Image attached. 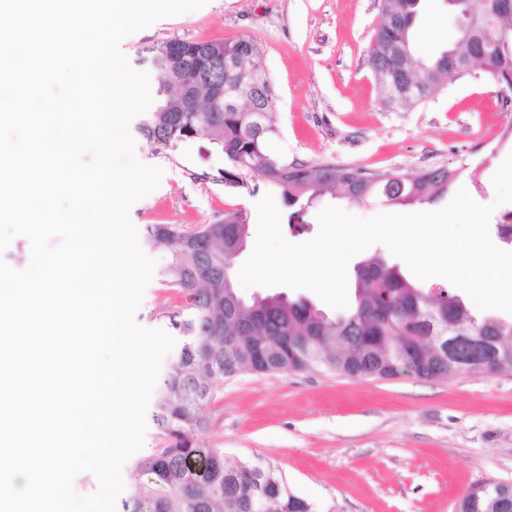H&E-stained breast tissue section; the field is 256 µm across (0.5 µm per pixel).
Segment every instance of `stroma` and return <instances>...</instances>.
I'll list each match as a JSON object with an SVG mask.
<instances>
[{
	"instance_id": "1",
	"label": "stroma",
	"mask_w": 512,
	"mask_h": 512,
	"mask_svg": "<svg viewBox=\"0 0 512 512\" xmlns=\"http://www.w3.org/2000/svg\"><path fill=\"white\" fill-rule=\"evenodd\" d=\"M379 23L378 0H208L126 37L131 66L161 77L145 59L170 39L252 41L274 89L270 154L310 167L332 164L369 172H459L456 188L496 204L493 177L512 154V103L482 69L448 77L412 109L385 105L368 51ZM136 155L162 168L158 187L129 216L137 231L175 224L191 233L272 195L288 214L280 188L256 172L225 182L228 163L209 137L173 147L147 142L131 122ZM360 217L431 211L428 203L352 204L328 193L310 210L303 243L319 231V208ZM498 212L511 209L496 204ZM188 311L184 293L153 277L136 313L139 325L171 331ZM195 442L220 448L227 464L279 469L288 487L319 512H456L476 485L512 484V373L465 372L444 379L411 375L351 378L321 371L256 374L224 380L202 410Z\"/></svg>"
}]
</instances>
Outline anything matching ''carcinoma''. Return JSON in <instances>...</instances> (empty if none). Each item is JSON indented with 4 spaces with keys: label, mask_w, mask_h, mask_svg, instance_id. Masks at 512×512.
<instances>
[{
    "label": "carcinoma",
    "mask_w": 512,
    "mask_h": 512,
    "mask_svg": "<svg viewBox=\"0 0 512 512\" xmlns=\"http://www.w3.org/2000/svg\"><path fill=\"white\" fill-rule=\"evenodd\" d=\"M385 22L377 28L368 60L385 58L396 46L407 44L416 68L408 79L424 95L399 96L392 78L379 72L378 82L388 102L414 107L448 77L444 60L471 59L483 46L493 70L491 79L512 82V13L491 16L484 28L458 30L456 42L432 59L415 57L413 29L417 0H380ZM224 59L239 65L241 77L264 73L259 52L246 40L220 41ZM150 65L162 76L156 103L146 113L140 131L150 142L170 146L206 135L224 152L230 167L224 180L238 183L240 173L255 171L280 187L290 206L288 229L305 226L303 212L327 191H337L351 203L379 198L390 205L437 200L448 194L456 174L446 168L401 173H368L332 165L306 167L269 154L273 133L271 85L259 101L260 111L246 101L224 105V120L213 123L207 112H166L178 84L167 73L162 45L147 50ZM249 236L247 216L231 212L207 236L202 229L183 233L173 224H149L143 246L170 249L171 260L159 276L172 288L192 298L189 312L172 321L178 347L159 380L152 419L170 444L158 453L138 459L137 479L131 485L123 512H318L317 506L291 492L270 465L240 463L228 466L224 452L203 448L193 435L205 427L201 410L216 385L243 371L274 373L319 370L347 377L395 378L407 372L419 378H447L462 372L457 360L437 350L442 328H465L472 336L493 339L499 350L497 368L512 370V319L476 318L463 300L442 289L427 291L395 265L378 256L354 267L355 304L347 314L330 318L306 299L281 295L260 300L242 298L233 282L237 257ZM497 485L475 486L460 501L462 512H497Z\"/></svg>",
    "instance_id": "cac0c4a2"
}]
</instances>
